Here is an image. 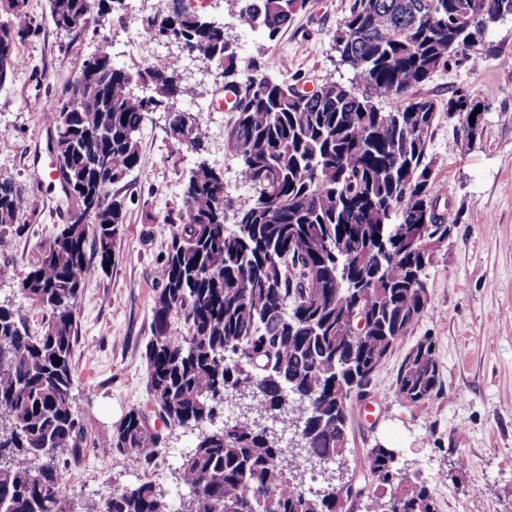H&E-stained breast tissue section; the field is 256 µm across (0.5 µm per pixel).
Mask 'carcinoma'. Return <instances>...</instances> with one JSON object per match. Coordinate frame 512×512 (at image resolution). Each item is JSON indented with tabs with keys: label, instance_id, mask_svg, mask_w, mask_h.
Masks as SVG:
<instances>
[{
	"label": "carcinoma",
	"instance_id": "carcinoma-1",
	"mask_svg": "<svg viewBox=\"0 0 512 512\" xmlns=\"http://www.w3.org/2000/svg\"><path fill=\"white\" fill-rule=\"evenodd\" d=\"M122 2L48 0V10L57 30L71 32L74 17L82 26L99 23ZM307 3L236 0L239 20L271 40ZM25 4L10 0L13 18L0 21V77L10 76L18 44L37 30L15 23ZM508 15L512 0H352L334 42L354 79L312 93L271 79L257 58L241 77L224 24L181 0H164L142 19L149 37L168 28L186 53L219 62L224 88L238 100L225 146L253 191L228 224L224 174L200 162L184 176L146 346V389L164 424L198 427L226 399L249 394L265 414L283 417L298 406L308 458L344 460L351 399L343 396L369 386L416 326L430 302L424 269L448 239L428 160L439 105L414 89ZM178 70L172 63L130 71L104 57L82 64L80 80L51 101L49 150L75 207L19 283L46 312L41 330L0 305V512H76L60 457L79 456L84 435L73 410L72 356L78 300L95 273L86 246L106 269L125 221L117 195L89 206L140 167L138 134L149 113H165L169 136L200 148L205 133L192 113L170 106L183 93ZM382 99L394 106L378 107ZM477 107L466 91L448 98L463 151ZM97 155L107 165H90ZM22 205L12 183L0 181V242ZM356 314L364 320L358 331ZM441 390L434 341L422 336L399 366L396 395L422 405ZM162 445L146 411L133 408L103 450L150 466ZM367 458L375 487L369 512H438L429 487L397 466L393 449L377 445ZM300 473L275 437L246 418L200 431L180 464L193 512H336L329 493L300 486ZM81 512L171 509L144 481Z\"/></svg>",
	"mask_w": 512,
	"mask_h": 512
}]
</instances>
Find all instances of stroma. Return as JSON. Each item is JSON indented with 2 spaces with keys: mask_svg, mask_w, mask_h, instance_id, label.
Listing matches in <instances>:
<instances>
[{
  "mask_svg": "<svg viewBox=\"0 0 512 512\" xmlns=\"http://www.w3.org/2000/svg\"><path fill=\"white\" fill-rule=\"evenodd\" d=\"M351 3L310 0L272 41L240 25L235 0H208L203 11L223 22L241 65L262 58L271 78L312 89L346 86L353 79L333 42ZM159 5L131 0L99 27L66 34L51 24L47 0H28L38 30L21 45L19 66L0 86V179L10 180L24 201L7 248L0 249V304L19 311L30 330H40L44 312L19 293V282L71 209L46 148L52 130L46 105L100 44H107L114 65L131 70L179 59L178 44H156L143 32L142 18ZM179 74L183 93L175 106L193 112L205 133L204 148L179 145L168 135L163 113L149 115L139 133L142 166L119 189L127 214L112 266L85 281L77 305L73 394L85 439L79 456L68 462L65 489L79 499H96L142 479L176 505L188 494L179 465L197 428H166L151 419L165 442L149 468L101 449L102 438L130 409L149 407L146 345L158 269L173 231L163 218L177 210L184 171L208 162L223 170L234 205L247 204L251 196L236 157L224 146L231 115L220 105L221 78L199 60L183 63ZM459 89L481 105L472 148L459 150L457 122L444 111L429 134L439 210L453 232L425 270L428 308L368 388L373 419L351 413L343 475L369 482L367 450L382 445L395 450L399 467L428 484L439 512H512V16L492 24L417 93L444 104ZM423 336L434 339L443 388L413 406L396 396L395 381L405 353Z\"/></svg>",
  "mask_w": 512,
  "mask_h": 512,
  "instance_id": "stroma-1",
  "label": "stroma"
}]
</instances>
